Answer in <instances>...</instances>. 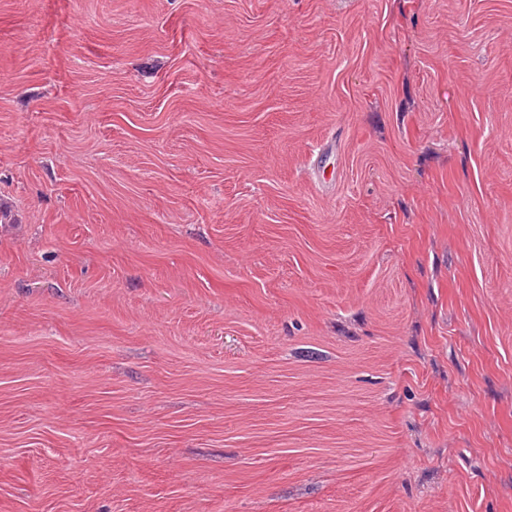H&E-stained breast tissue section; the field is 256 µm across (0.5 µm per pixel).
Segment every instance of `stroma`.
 <instances>
[{"label": "stroma", "mask_w": 512, "mask_h": 512, "mask_svg": "<svg viewBox=\"0 0 512 512\" xmlns=\"http://www.w3.org/2000/svg\"><path fill=\"white\" fill-rule=\"evenodd\" d=\"M0 512H512V0H0Z\"/></svg>", "instance_id": "obj_1"}]
</instances>
